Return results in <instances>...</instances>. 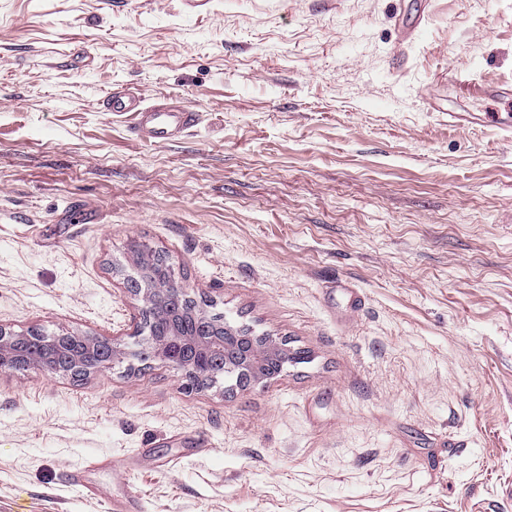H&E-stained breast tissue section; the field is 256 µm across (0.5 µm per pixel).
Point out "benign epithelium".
Segmentation results:
<instances>
[{
	"mask_svg": "<svg viewBox=\"0 0 512 512\" xmlns=\"http://www.w3.org/2000/svg\"><path fill=\"white\" fill-rule=\"evenodd\" d=\"M40 332L30 330L24 334L8 332L0 327V372L39 370L47 375H68L70 370H82L87 375L94 370L111 366L121 358L122 350L113 342L105 348L98 347L99 337L85 336L77 332L66 331L50 337L51 343L60 353L67 352L68 343L74 339L82 342L89 352L99 353L98 360L83 367L81 358L75 357L67 369L51 366L27 356L25 342ZM287 346L269 338L259 341L252 336L225 328L217 333L212 327L201 322L195 334L182 336L173 333L170 336H150L142 358L156 357L172 366L192 387L204 388L216 383L219 378L229 375L244 382H260L270 378L269 365L274 360L287 362Z\"/></svg>",
	"mask_w": 512,
	"mask_h": 512,
	"instance_id": "benign-epithelium-1",
	"label": "benign epithelium"
}]
</instances>
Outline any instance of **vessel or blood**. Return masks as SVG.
<instances>
[{
	"instance_id": "obj_1",
	"label": "vessel or blood",
	"mask_w": 512,
	"mask_h": 512,
	"mask_svg": "<svg viewBox=\"0 0 512 512\" xmlns=\"http://www.w3.org/2000/svg\"><path fill=\"white\" fill-rule=\"evenodd\" d=\"M104 108L109 112L138 113L137 132L151 142L170 141L192 129L198 121L197 114L180 103L164 101L147 107L141 97L132 93L111 94L105 99Z\"/></svg>"
}]
</instances>
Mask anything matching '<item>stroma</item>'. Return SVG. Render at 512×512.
I'll return each instance as SVG.
<instances>
[{"instance_id":"1","label":"stroma","mask_w":512,"mask_h":512,"mask_svg":"<svg viewBox=\"0 0 512 512\" xmlns=\"http://www.w3.org/2000/svg\"><path fill=\"white\" fill-rule=\"evenodd\" d=\"M509 84L512 0H0V327L124 352L0 372V512H512ZM142 248L294 359L139 361ZM108 112H135L140 116L138 134L151 142H168L197 125L198 116L179 102L163 101L146 107L132 93H112L104 100Z\"/></svg>"}]
</instances>
